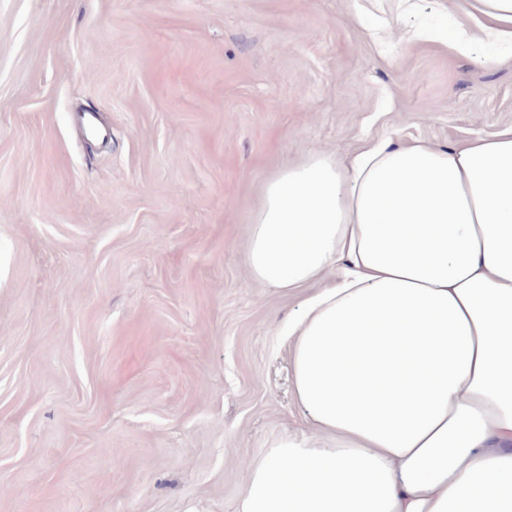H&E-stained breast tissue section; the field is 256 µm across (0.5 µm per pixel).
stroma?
I'll return each instance as SVG.
<instances>
[{
    "mask_svg": "<svg viewBox=\"0 0 512 512\" xmlns=\"http://www.w3.org/2000/svg\"><path fill=\"white\" fill-rule=\"evenodd\" d=\"M429 26L448 0H0V512H235L304 426L302 298L246 267L268 176L512 126V51Z\"/></svg>",
    "mask_w": 512,
    "mask_h": 512,
    "instance_id": "1",
    "label": "stroma"
}]
</instances>
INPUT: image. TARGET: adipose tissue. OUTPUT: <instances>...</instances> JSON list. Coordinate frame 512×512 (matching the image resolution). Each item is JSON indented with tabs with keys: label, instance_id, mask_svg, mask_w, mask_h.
Here are the masks:
<instances>
[{
	"label": "adipose tissue",
	"instance_id": "1",
	"mask_svg": "<svg viewBox=\"0 0 512 512\" xmlns=\"http://www.w3.org/2000/svg\"><path fill=\"white\" fill-rule=\"evenodd\" d=\"M451 49L512 47V0H465ZM249 275L286 324L304 429L250 460L236 512H512V126L392 137L271 174Z\"/></svg>",
	"mask_w": 512,
	"mask_h": 512
}]
</instances>
